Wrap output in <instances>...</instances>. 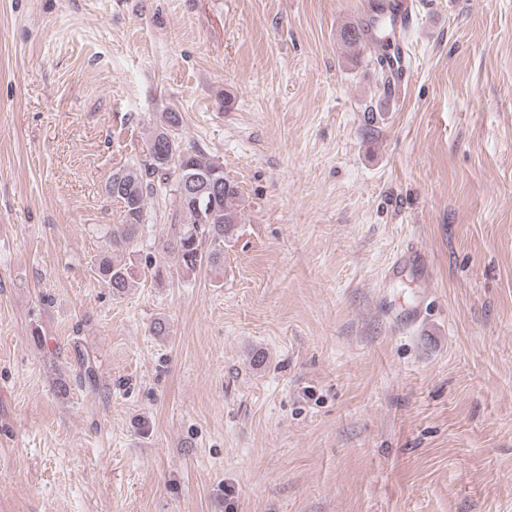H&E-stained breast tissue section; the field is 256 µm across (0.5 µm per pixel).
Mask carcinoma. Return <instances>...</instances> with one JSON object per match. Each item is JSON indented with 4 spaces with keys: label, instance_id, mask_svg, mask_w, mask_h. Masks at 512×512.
Segmentation results:
<instances>
[{
    "label": "carcinoma",
    "instance_id": "cac0c4a2",
    "mask_svg": "<svg viewBox=\"0 0 512 512\" xmlns=\"http://www.w3.org/2000/svg\"><path fill=\"white\" fill-rule=\"evenodd\" d=\"M340 39L349 47L361 45L363 33L356 24L344 26ZM177 112H163L148 139L151 163L145 170L130 168L113 174L125 181L128 201L122 206L123 223L109 237L110 254L98 263L97 274L101 281L116 295H122L134 282L130 249L143 223L147 196L153 193L155 183L168 180L175 175L181 181L184 169L193 172H209L216 163L199 152L183 147L172 136L180 125ZM181 224L173 239L163 246L177 258V272L190 275L202 268L214 272L224 269V242L237 232L240 219V190L236 183L226 178L215 199L203 197L178 199Z\"/></svg>",
    "mask_w": 512,
    "mask_h": 512
}]
</instances>
